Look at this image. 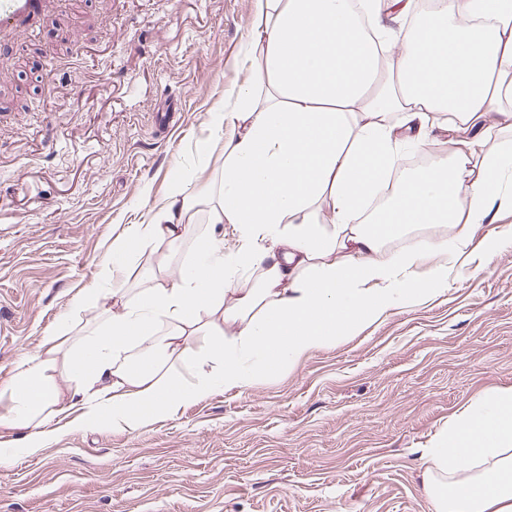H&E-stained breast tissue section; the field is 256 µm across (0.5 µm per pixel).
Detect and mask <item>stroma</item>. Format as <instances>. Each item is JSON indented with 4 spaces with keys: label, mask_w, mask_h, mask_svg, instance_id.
Returning a JSON list of instances; mask_svg holds the SVG:
<instances>
[{
    "label": "stroma",
    "mask_w": 512,
    "mask_h": 512,
    "mask_svg": "<svg viewBox=\"0 0 512 512\" xmlns=\"http://www.w3.org/2000/svg\"><path fill=\"white\" fill-rule=\"evenodd\" d=\"M258 0H68L0 46V384L99 288L114 238L150 221L183 170L218 186L212 117L252 78ZM177 101L171 131L153 114ZM251 247L201 209L189 238L146 248L109 289L185 269L194 238ZM448 258V282L251 386L217 387L133 430L1 435L0 512H437L426 448L463 408L512 389V207Z\"/></svg>",
    "instance_id": "stroma-1"
}]
</instances>
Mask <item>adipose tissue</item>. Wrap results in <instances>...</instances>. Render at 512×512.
Returning <instances> with one entry per match:
<instances>
[{"mask_svg":"<svg viewBox=\"0 0 512 512\" xmlns=\"http://www.w3.org/2000/svg\"><path fill=\"white\" fill-rule=\"evenodd\" d=\"M254 21L262 67L214 116L238 135L224 141L217 197L172 186L148 224L112 242L99 276L112 279L142 249L188 233L200 205L213 223L263 233L279 254L248 249L231 265L260 272L253 287H229L220 240H199L191 275L114 301L97 290L76 307L101 318L89 333L43 338L0 395V427L27 433L24 451L47 442L51 424L129 430L207 397L242 388L414 302L448 268L426 276L425 259L472 243L512 176V0H435L406 24L410 0H260ZM448 134L450 158L397 182L387 206L363 202L386 181L412 127ZM326 199L331 223L318 221ZM448 224L449 238L386 249L401 228ZM425 456L438 512H512V390L462 410Z\"/></svg>","mask_w":512,"mask_h":512,"instance_id":"ef3b65f1","label":"adipose tissue"}]
</instances>
